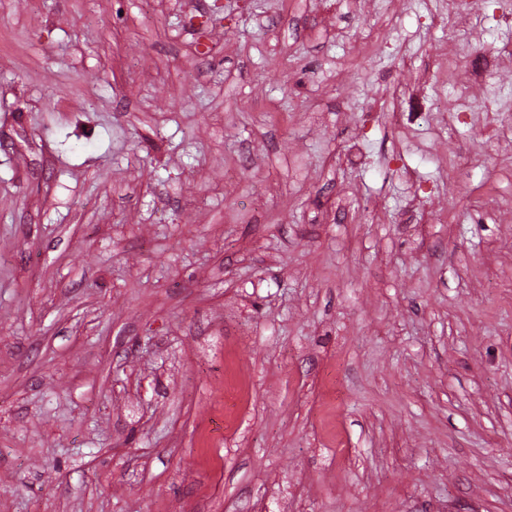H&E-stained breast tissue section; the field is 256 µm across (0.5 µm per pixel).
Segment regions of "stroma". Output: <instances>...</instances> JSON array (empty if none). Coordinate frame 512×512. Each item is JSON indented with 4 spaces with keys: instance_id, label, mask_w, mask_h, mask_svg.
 Segmentation results:
<instances>
[{
    "instance_id": "35a3bbf8",
    "label": "stroma",
    "mask_w": 512,
    "mask_h": 512,
    "mask_svg": "<svg viewBox=\"0 0 512 512\" xmlns=\"http://www.w3.org/2000/svg\"><path fill=\"white\" fill-rule=\"evenodd\" d=\"M505 13L0 0V512H512Z\"/></svg>"
}]
</instances>
